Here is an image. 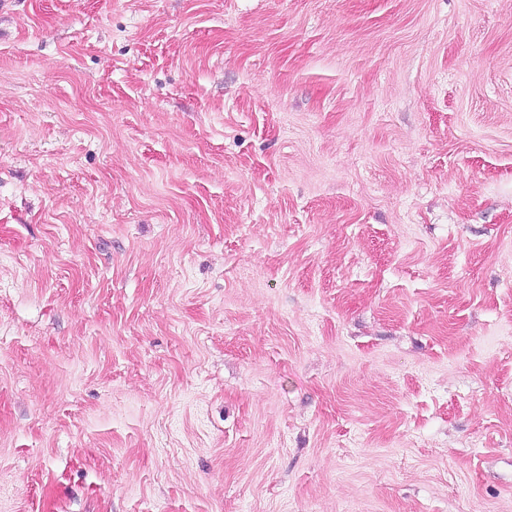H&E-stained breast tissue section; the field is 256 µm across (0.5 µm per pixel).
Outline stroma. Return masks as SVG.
Here are the masks:
<instances>
[{"mask_svg": "<svg viewBox=\"0 0 512 512\" xmlns=\"http://www.w3.org/2000/svg\"><path fill=\"white\" fill-rule=\"evenodd\" d=\"M0 512H512V0H0Z\"/></svg>", "mask_w": 512, "mask_h": 512, "instance_id": "35a3bbf8", "label": "stroma"}]
</instances>
